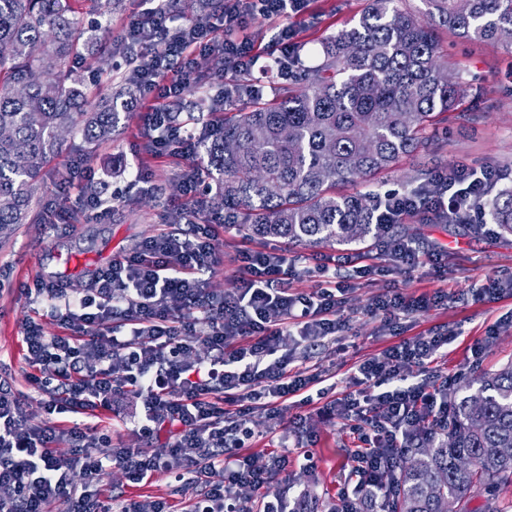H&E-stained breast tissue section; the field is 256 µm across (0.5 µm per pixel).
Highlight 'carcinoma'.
<instances>
[{
	"label": "carcinoma",
	"mask_w": 512,
	"mask_h": 512,
	"mask_svg": "<svg viewBox=\"0 0 512 512\" xmlns=\"http://www.w3.org/2000/svg\"><path fill=\"white\" fill-rule=\"evenodd\" d=\"M370 0L352 25L322 42L314 67L289 64L292 82L269 101L224 111L204 133L198 166L216 177L215 214L291 244L362 241L375 223L377 195L338 193L389 171L424 148L435 125L475 121L460 110L465 87L448 70L439 33L512 47V0ZM80 20L58 0H0V241L21 224H42V173L78 132L87 152L112 141L123 102L88 105L77 68ZM252 96L234 81L223 101ZM465 200L448 217L476 235ZM489 216L512 233V188L493 199ZM442 436L399 451L385 512H512V362L477 371L450 394Z\"/></svg>",
	"instance_id": "cac0c4a2"
}]
</instances>
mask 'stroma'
I'll use <instances>...</instances> for the list:
<instances>
[{"label":"stroma","mask_w":512,"mask_h":512,"mask_svg":"<svg viewBox=\"0 0 512 512\" xmlns=\"http://www.w3.org/2000/svg\"><path fill=\"white\" fill-rule=\"evenodd\" d=\"M366 6V0H309L306 13L290 16L287 21L255 20L254 43L267 48L281 24L294 25L299 41L305 45L306 63L315 65L322 57V40L344 29ZM441 39L449 70L471 83L469 97L476 103L478 120L451 119L440 124L430 147L402 157L388 173L360 184V191L410 192L417 186L415 177L420 170L451 171L462 166L499 169L505 178L498 182V189L512 187V49L467 42L447 30L442 31ZM232 77L223 60L216 58L201 82L186 92L182 110L193 113V127H202L210 119L209 112L196 111V101ZM123 123L121 135L111 143L88 154L81 151L82 140L76 137L72 140L73 150L64 152L59 159L66 170L77 161L93 169L96 182L104 188L102 198L111 207V215L102 219L76 216L74 195L58 196L59 182L49 176L45 179V201L49 207L75 214L76 230L50 231L41 224H23L0 245V378L8 380L20 393L31 420L36 422L49 419L65 428L70 417L45 415L42 394L27 379L30 367L22 336L27 320L37 309L27 294L28 288L36 280L45 279L63 283L70 295L84 294L92 272L133 251L147 238L168 231V214L173 205L187 200L183 178L192 165L191 158L155 157L143 133V113H125ZM140 168L148 173V183L136 181L135 173ZM403 224L406 238L415 243L420 254L444 252L440 267L424 263L402 269L387 266L356 279L347 295L348 321L337 340H327L316 349L307 350L298 346L294 337L281 339L282 349L293 352L311 371L334 369L338 391H345L346 372L357 360L430 331L453 338L446 356L431 367L438 377L458 380L473 371L495 369L512 361V235L500 236L496 224L490 223L475 236L453 224L426 222L418 213L405 216ZM216 244L219 259L207 275L208 286L228 293L239 286L241 252L271 247L275 241L270 238L263 242L234 228L219 231ZM378 248V240L371 237L352 245L289 246L298 269L291 286L299 293L316 291L318 282L308 276L307 267L334 256L348 254L366 264H379ZM492 277L499 281V295L476 298L473 288L486 285ZM439 290L445 294L443 300L413 311L391 326L371 310L376 299L395 291L418 297ZM477 343L482 349L475 355L471 349ZM140 408V400L127 393L115 396L111 408L97 409L96 414L100 427L111 429L113 442L127 448L162 451V442L147 441L131 431L129 420ZM299 416L306 420L307 434L293 429ZM250 420L255 433L251 454L265 451L272 434L278 433L287 436L289 448L307 445L316 460L312 469L289 463L261 493L252 494V502L276 496L291 499L304 493L329 504L336 502L340 483L354 466L353 452L358 444L348 426L315 404L282 409L275 421L256 409ZM95 487L115 506L123 498L143 496L182 507L201 491L198 485L178 483L165 474L136 483L116 464L99 476Z\"/></svg>","instance_id":"obj_1"}]
</instances>
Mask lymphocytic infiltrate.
<instances>
[{
  "instance_id": "f902f5d3",
  "label": "lymphocytic infiltrate",
  "mask_w": 512,
  "mask_h": 512,
  "mask_svg": "<svg viewBox=\"0 0 512 512\" xmlns=\"http://www.w3.org/2000/svg\"><path fill=\"white\" fill-rule=\"evenodd\" d=\"M307 4L229 0L224 11L188 25L154 2L133 15L123 38L137 54L123 77L139 93L155 155L194 154L202 136L177 123L169 102L184 94L211 56H223L236 71L251 70L260 56L244 34L248 20L301 15ZM501 179L493 169L436 173L435 194L386 192L377 221L397 224L419 211L449 214L459 201L484 196ZM216 260L210 228L197 224L186 234L150 237L96 270L80 298H70L61 284L36 281L34 301L69 333L49 336L41 322L26 323L32 382L48 416L68 412L74 420L66 429L49 420L32 422L12 386L0 382V512H48L63 497L71 512H113L89 489L112 462L137 482L160 473L178 481L192 476L203 492L188 512H252L243 489L256 492L269 484L288 452L244 454L254 438L248 416L260 408L277 418L297 397L306 405L323 400L329 414L351 423L361 442L354 452L358 485L369 494L371 512H382L398 450L434 437L448 418L450 383L432 381L429 367L441 358L449 336H414L358 361L348 376L352 392L334 397L326 375L297 366L279 340L292 327L301 342L312 344L345 324L348 288L335 268H314L319 289L307 295L289 287L295 262L284 252L246 251L239 288L216 296L205 280ZM186 308L204 313L205 333L180 318ZM200 343L205 353H197ZM127 390L144 409L134 430L166 432L164 452L114 444L108 430L88 425L95 409ZM76 469L83 475L79 484L70 478Z\"/></svg>"
}]
</instances>
